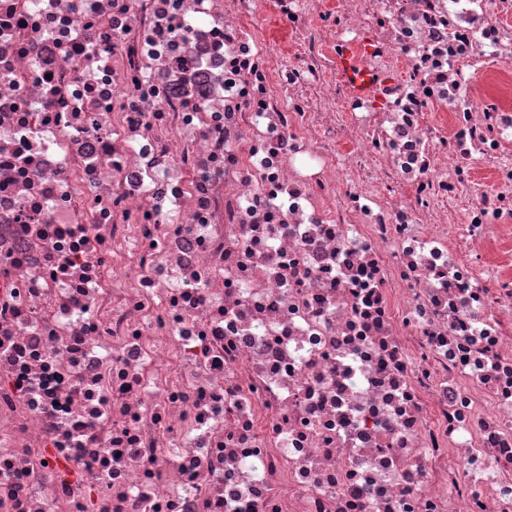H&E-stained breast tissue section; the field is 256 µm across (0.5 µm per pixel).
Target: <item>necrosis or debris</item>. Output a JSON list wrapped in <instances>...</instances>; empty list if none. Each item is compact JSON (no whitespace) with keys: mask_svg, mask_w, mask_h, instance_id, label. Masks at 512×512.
Wrapping results in <instances>:
<instances>
[{"mask_svg":"<svg viewBox=\"0 0 512 512\" xmlns=\"http://www.w3.org/2000/svg\"><path fill=\"white\" fill-rule=\"evenodd\" d=\"M0 512H512V0H0ZM370 50V43L364 40L355 48L347 50L343 55V67L346 76L355 81L359 92L364 95H368L372 92L375 83L366 72L355 66V62L358 56H361L362 53L369 52Z\"/></svg>","mask_w":512,"mask_h":512,"instance_id":"necrosis-or-debris-1","label":"necrosis or debris"}]
</instances>
